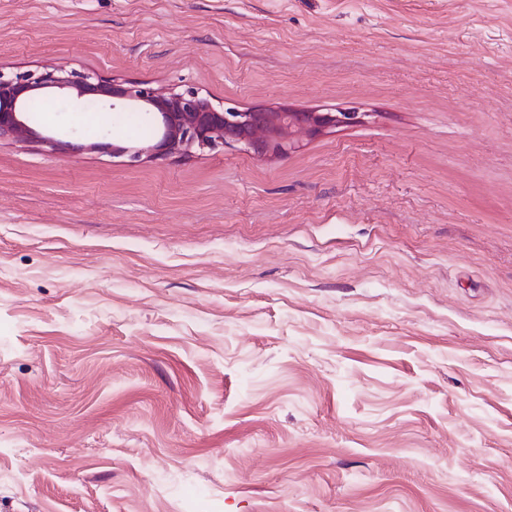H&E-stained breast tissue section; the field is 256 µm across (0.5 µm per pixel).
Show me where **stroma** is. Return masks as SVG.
Returning <instances> with one entry per match:
<instances>
[{"label": "stroma", "instance_id": "stroma-1", "mask_svg": "<svg viewBox=\"0 0 512 512\" xmlns=\"http://www.w3.org/2000/svg\"><path fill=\"white\" fill-rule=\"evenodd\" d=\"M56 67L370 118L0 141V512H512V0H0Z\"/></svg>", "mask_w": 512, "mask_h": 512}]
</instances>
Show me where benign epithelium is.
Instances as JSON below:
<instances>
[{"label": "benign epithelium", "instance_id": "obj_1", "mask_svg": "<svg viewBox=\"0 0 512 512\" xmlns=\"http://www.w3.org/2000/svg\"><path fill=\"white\" fill-rule=\"evenodd\" d=\"M73 97L83 107L141 112L156 134L136 147H113L135 165L154 158L221 151L226 146L256 157L279 158L298 148L295 135L310 137L361 124L369 113L355 106L297 111L289 107L244 110L218 101L194 87L152 88L142 83L106 79L95 72L67 68L5 72L0 69V140L41 142L52 149L81 151L89 145L63 142L34 127L26 112L36 95Z\"/></svg>", "mask_w": 512, "mask_h": 512}]
</instances>
